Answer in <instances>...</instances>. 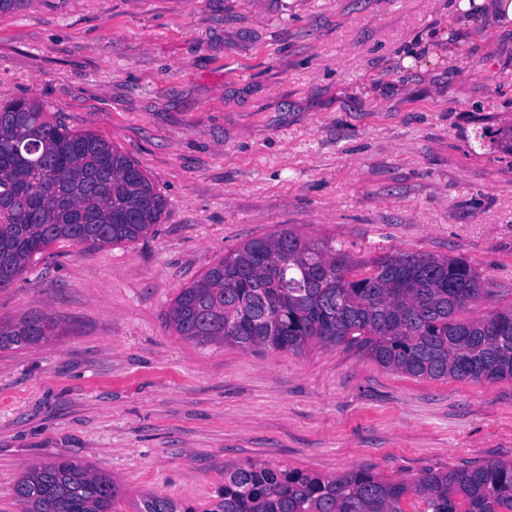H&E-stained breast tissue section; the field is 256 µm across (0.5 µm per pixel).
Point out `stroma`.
Listing matches in <instances>:
<instances>
[{"instance_id": "35a3bbf8", "label": "stroma", "mask_w": 512, "mask_h": 512, "mask_svg": "<svg viewBox=\"0 0 512 512\" xmlns=\"http://www.w3.org/2000/svg\"><path fill=\"white\" fill-rule=\"evenodd\" d=\"M455 0H29L0 13V102L38 98L138 162L166 200L143 238L54 245L0 318L55 334L0 351V512L67 458L208 512L250 463L389 479L512 459V380L415 378L365 350L199 344L164 313L248 241L289 229L352 264L416 252L512 307V28Z\"/></svg>"}]
</instances>
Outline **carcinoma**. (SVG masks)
Instances as JSON below:
<instances>
[{
    "label": "carcinoma",
    "instance_id": "carcinoma-1",
    "mask_svg": "<svg viewBox=\"0 0 512 512\" xmlns=\"http://www.w3.org/2000/svg\"><path fill=\"white\" fill-rule=\"evenodd\" d=\"M166 204L146 173L92 132L76 133L37 98L0 102V289L59 243L97 249L135 241ZM488 281L458 258L384 255L357 271L344 253L291 230L255 239L180 290L165 312L199 344L298 353L316 344L365 349L413 377L512 380V308L462 318ZM43 313L0 320V350L54 335ZM26 512H118L112 478L66 459L45 462L13 488ZM144 512H177L152 496ZM206 512H512V460L387 479L248 464L224 475Z\"/></svg>",
    "mask_w": 512,
    "mask_h": 512
}]
</instances>
